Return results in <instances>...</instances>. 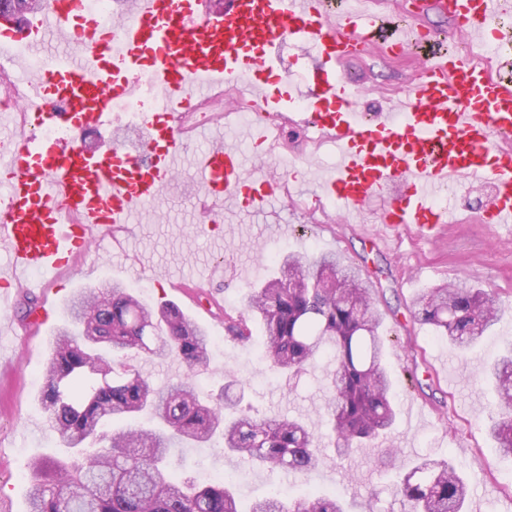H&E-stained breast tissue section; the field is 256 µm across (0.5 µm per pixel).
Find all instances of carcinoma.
Wrapping results in <instances>:
<instances>
[{"mask_svg":"<svg viewBox=\"0 0 512 512\" xmlns=\"http://www.w3.org/2000/svg\"><path fill=\"white\" fill-rule=\"evenodd\" d=\"M284 274L252 289L245 310L224 314V331L247 341L250 322L261 325L262 359L294 377L333 353L326 404L328 440L339 457L389 432L397 418L393 380L384 363L385 340L374 290L360 270L332 253L288 254ZM500 307L492 292L446 285L425 289L414 317L461 350L496 325ZM69 322L51 343L41 401L50 426L70 449L57 460L29 468L30 512H240L232 487L198 484L169 469L174 449L204 446L219 437L224 450L253 467L306 474L322 462L321 437L301 418H256L225 386L203 393L194 377L157 387L125 363L129 353L180 359L189 371L209 363L210 339L175 303L153 308L120 283L75 294ZM499 416L488 433L497 451L512 457V346L491 366ZM149 413L156 425L122 422ZM407 512H463L467 486L446 459L421 458L397 488ZM248 512H344L341 501L308 495L291 502L258 500Z\"/></svg>","mask_w":512,"mask_h":512,"instance_id":"cac0c4a2","label":"carcinoma"}]
</instances>
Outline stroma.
Returning <instances> with one entry per match:
<instances>
[{
    "label": "stroma",
    "mask_w": 512,
    "mask_h": 512,
    "mask_svg": "<svg viewBox=\"0 0 512 512\" xmlns=\"http://www.w3.org/2000/svg\"><path fill=\"white\" fill-rule=\"evenodd\" d=\"M418 57L410 51L393 60L374 55L352 63L353 72L380 88L358 96L357 111L397 98L403 81L415 75ZM283 141L297 158L298 171L288 181L290 197L250 213L226 203L222 222L209 237H200L196 204L203 189L195 160L207 143L192 142L176 180L158 200L138 209L132 232L121 233L123 250L100 243L77 259L76 272L63 275L43 295L31 299L18 293L10 311L15 331L0 332V512H28L30 462L66 453L40 406L50 343L64 322L68 300L104 281L123 283L152 306L174 301L208 331L211 364L195 375L203 390L219 391L225 371H235L245 381L258 417H301L318 434H327L323 408L333 368L329 356L299 377H279L260 360L259 324H252V336L243 342L224 332L225 315L244 310L249 289L278 274L270 254L323 252L336 253L372 282L394 380V429L344 458L323 447L322 465L305 476L250 468L225 456L219 441L177 450L173 471L184 477H222L234 485L244 505L282 485L292 498L311 491L340 497L346 512H403L394 495L401 473L378 462L381 449L391 448L408 462L425 456L448 459L469 486L466 512H512V484L507 481L512 457L501 456L486 434L496 403L485 379L486 367L512 344V228L479 223L475 215L486 193L466 186L446 200L464 223L446 225L430 241L407 228L386 231L373 204L355 223H334L332 205L313 210L310 193L317 178L335 169L336 153L314 148L295 127H285ZM450 280L493 292L501 305L494 330L464 352L419 324L412 313L419 293ZM189 281L200 282V289L184 293L181 286Z\"/></svg>",
    "instance_id": "1"
}]
</instances>
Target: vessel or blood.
<instances>
[{
  "mask_svg": "<svg viewBox=\"0 0 512 512\" xmlns=\"http://www.w3.org/2000/svg\"><path fill=\"white\" fill-rule=\"evenodd\" d=\"M414 7L450 15L452 40L497 47L496 64L435 53L398 101L367 120L355 112L357 83L345 64L373 49L404 54L434 41L435 31L416 23L381 43L374 13L333 15L327 0H225L216 11L204 0H127L114 27L85 0H47L24 28L0 24V46L23 41L43 53L35 76L13 73L30 92L23 125L0 157V248L9 258L0 270V308L11 307L13 284L44 287L93 240L111 239L129 224L137 206L157 200L187 150L178 113L227 84L265 115L296 112L306 140L336 146V169L317 187L342 214L355 216L376 198L380 223L429 240L451 221L435 195L465 182L490 188L480 222L512 225V81L494 75L512 68V29L495 23L512 15V0H416ZM289 44L309 56L302 93L290 72L270 63ZM144 71L155 76L157 91L142 150L116 144L94 156L76 142L44 137L58 126L105 127L114 102L137 93L135 78ZM59 99L67 111L50 110ZM281 132L263 118L251 140L269 155ZM197 172L213 214L227 199L244 212L262 209L287 179L283 172L250 178L240 149L220 141L200 156Z\"/></svg>",
  "mask_w": 512,
  "mask_h": 512,
  "instance_id": "vessel-or-blood-1",
  "label": "vessel or blood"
}]
</instances>
